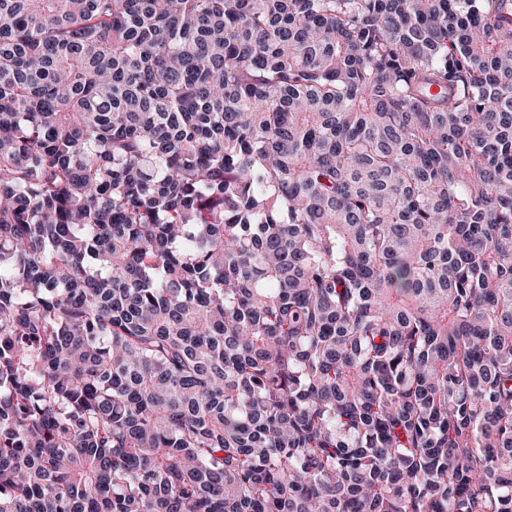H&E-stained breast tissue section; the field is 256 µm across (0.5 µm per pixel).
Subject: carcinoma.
I'll return each instance as SVG.
<instances>
[{"instance_id": "cac0c4a2", "label": "carcinoma", "mask_w": 512, "mask_h": 512, "mask_svg": "<svg viewBox=\"0 0 512 512\" xmlns=\"http://www.w3.org/2000/svg\"><path fill=\"white\" fill-rule=\"evenodd\" d=\"M0 512H512V0H0Z\"/></svg>"}]
</instances>
